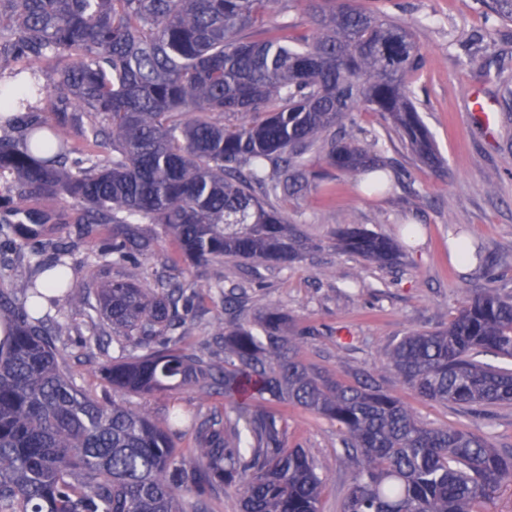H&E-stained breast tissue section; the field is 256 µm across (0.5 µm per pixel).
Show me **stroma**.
<instances>
[{
  "instance_id": "35a3bbf8",
  "label": "stroma",
  "mask_w": 512,
  "mask_h": 512,
  "mask_svg": "<svg viewBox=\"0 0 512 512\" xmlns=\"http://www.w3.org/2000/svg\"><path fill=\"white\" fill-rule=\"evenodd\" d=\"M382 8L410 23L426 57L414 88L419 113L437 149L436 163L420 161L378 114L357 113L360 126L379 133L383 157L403 177L392 180L385 193L368 196L356 189L355 176L329 167L319 184L283 201L289 221L315 243L301 260L254 267L228 259L204 271L178 261L175 245L153 224L149 230L157 237L155 256L107 268L103 277L147 284L163 270L183 283L190 300L187 342L217 361L223 360L224 347L211 339L216 321L255 323L266 308L278 307L300 333L309 363L347 383L355 382L357 373L371 375L426 421L465 428L495 447L512 448V405L489 408L487 416L477 417L452 405L424 402L386 366L388 350L402 336L446 328L466 298L487 288L512 296V121L499 122L492 138L472 124L469 90L477 86L494 98L498 88L482 82L465 65L467 55L476 52L495 60L512 79V24L493 22L478 0H384ZM341 224H359L403 242L399 262L378 265L341 252L334 239ZM409 224L417 225L419 233L407 243L403 231ZM458 234L479 247L487 267L452 260L449 244ZM51 241L45 256H52L53 245L68 246L75 280L95 270L94 241L81 235L78 225H55ZM217 275L224 280L223 289L208 288ZM54 316L72 327L65 342L78 385L101 394L103 382L96 367L102 354L91 323L65 306ZM347 336L353 340L349 350L341 346ZM122 400L155 419L175 408L202 418L219 406L191 387L165 394H126ZM282 430L287 446L304 449L325 480L321 512H339L350 475L339 462L342 444L336 422L292 407Z\"/></svg>"
}]
</instances>
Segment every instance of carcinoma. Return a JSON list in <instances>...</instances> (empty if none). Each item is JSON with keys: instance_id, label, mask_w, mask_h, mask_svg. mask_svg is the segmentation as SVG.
I'll return each instance as SVG.
<instances>
[{"instance_id": "obj_1", "label": "carcinoma", "mask_w": 512, "mask_h": 512, "mask_svg": "<svg viewBox=\"0 0 512 512\" xmlns=\"http://www.w3.org/2000/svg\"><path fill=\"white\" fill-rule=\"evenodd\" d=\"M278 0H0V208L27 210L28 223L0 224L21 240L23 263L0 261V313L10 332L0 348V512H183L182 492L207 512L217 489L240 512H320L324 480L301 448H289L273 409L298 406L336 422L351 484L340 512H482L512 482V449L421 419L401 398L368 381L347 384L304 361L299 337L277 308L260 333L236 323L224 365L190 352L179 313L185 286L112 279L78 283L70 250L37 260L44 222L60 208L91 236L106 264L155 254L144 224H157L195 267L226 258L288 264L314 244L288 222L279 201L320 178L311 155L345 173L369 172L365 189L389 177L380 137L353 119L376 112L422 161L436 159L414 103L410 76L425 58L410 26L353 0H307L315 30L293 38L288 23L266 27ZM512 22V0H478ZM466 64L499 78L487 61ZM463 262H484L456 237ZM336 246L393 264V240L345 224ZM54 272L53 289L37 275ZM97 315L94 336L129 349L105 360L107 389L93 396L74 381L50 320L59 303ZM512 298L488 288L466 299L436 331H411L387 366L421 400L466 410L512 405ZM181 386L224 398V412L194 424L193 447L172 410L162 420L129 409L112 393H161Z\"/></svg>"}]
</instances>
